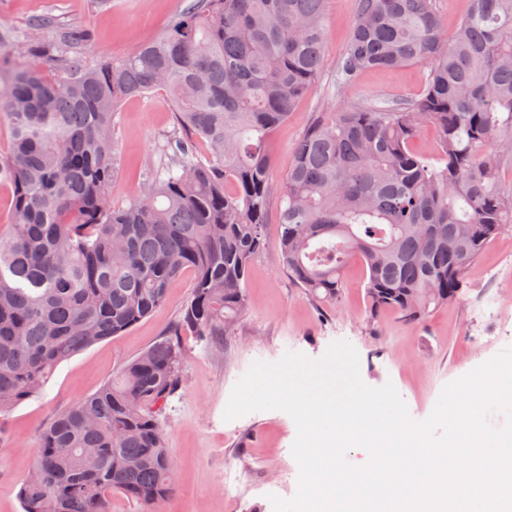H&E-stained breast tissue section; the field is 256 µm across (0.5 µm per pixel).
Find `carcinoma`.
Returning a JSON list of instances; mask_svg holds the SVG:
<instances>
[{"label": "carcinoma", "instance_id": "cac0c4a2", "mask_svg": "<svg viewBox=\"0 0 512 512\" xmlns=\"http://www.w3.org/2000/svg\"><path fill=\"white\" fill-rule=\"evenodd\" d=\"M448 32L437 0H355L336 87L370 69L427 67L419 98L320 112L274 177L271 134L326 66L324 0H193L168 29L91 65L81 29L0 48V413L37 396L56 368L120 336L194 275L174 327L40 432L23 512H111L119 494L157 512L173 494L162 414L184 381L182 336L235 335L246 282L280 206L278 260L313 303L341 296L361 259L369 320H424L461 302L487 244L512 232V0H469ZM167 93L182 136L171 162L112 205L122 103ZM434 127L436 157L415 149ZM208 155L200 157L196 144Z\"/></svg>", "mask_w": 512, "mask_h": 512}]
</instances>
